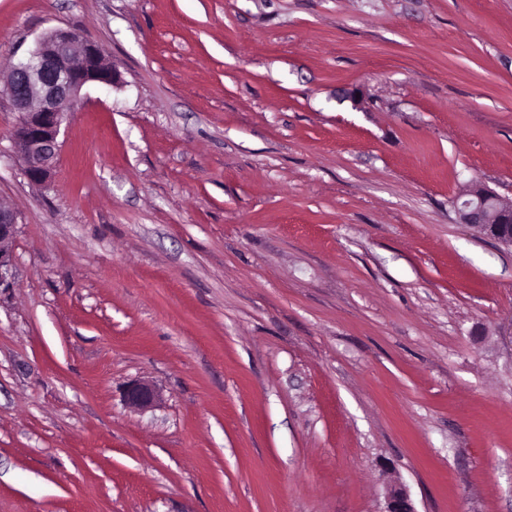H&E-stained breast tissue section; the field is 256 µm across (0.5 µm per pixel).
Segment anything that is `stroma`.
I'll return each mask as SVG.
<instances>
[{
    "instance_id": "1",
    "label": "stroma",
    "mask_w": 512,
    "mask_h": 512,
    "mask_svg": "<svg viewBox=\"0 0 512 512\" xmlns=\"http://www.w3.org/2000/svg\"><path fill=\"white\" fill-rule=\"evenodd\" d=\"M57 28L121 83L35 186L0 82V512H512V0H0V72ZM455 204L461 224L472 236L493 239L512 249V205L504 204L497 193L471 181L461 186ZM17 214L0 205V286L13 274V254L10 244L17 230ZM160 400L156 387L147 381H137L128 386L125 391L126 404L136 410L153 408ZM383 512H417L407 490L402 485L387 488L386 507Z\"/></svg>"
}]
</instances>
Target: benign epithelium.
Listing matches in <instances>:
<instances>
[{
  "mask_svg": "<svg viewBox=\"0 0 512 512\" xmlns=\"http://www.w3.org/2000/svg\"><path fill=\"white\" fill-rule=\"evenodd\" d=\"M18 112L12 140L20 150L23 171L35 184L48 182L56 169L62 123L90 86L113 88L120 78L98 46L65 29L43 34L34 46L13 63L5 77ZM455 204L460 223L472 236L493 239L512 248V205L497 193L471 181L461 186ZM17 230V214L0 205V286L13 274L10 244ZM156 387L137 381L125 391L126 404L136 410L159 402ZM384 512H418L401 485L387 488Z\"/></svg>",
  "mask_w": 512,
  "mask_h": 512,
  "instance_id": "7a95c632",
  "label": "benign epithelium"
}]
</instances>
